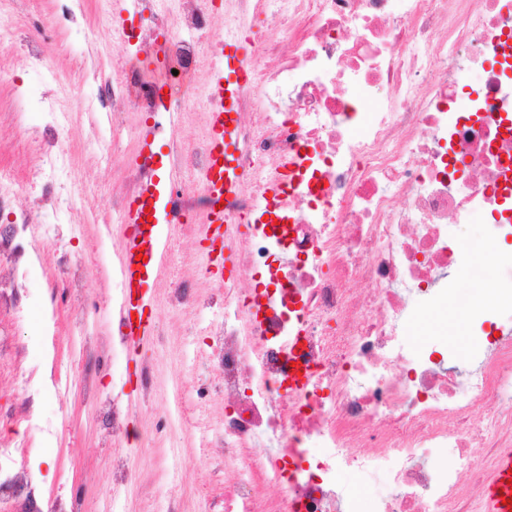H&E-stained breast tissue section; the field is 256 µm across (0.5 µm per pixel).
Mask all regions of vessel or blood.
Wrapping results in <instances>:
<instances>
[{"label": "vessel or blood", "mask_w": 512, "mask_h": 512, "mask_svg": "<svg viewBox=\"0 0 512 512\" xmlns=\"http://www.w3.org/2000/svg\"><path fill=\"white\" fill-rule=\"evenodd\" d=\"M248 53L244 42L226 44L210 70L209 86L214 105L206 114L210 149L203 174L204 194L210 202L204 218L208 225L223 223V201L232 196L241 182L235 164L239 122L237 100L245 79L243 61ZM174 228L168 186L156 167L147 165L119 226L121 246L116 254L122 290L115 313L124 320L129 339L136 340L152 333V320L145 315L152 304L149 286L167 261V246ZM487 500L488 512H511L506 504L512 501V450L500 456Z\"/></svg>", "instance_id": "1"}]
</instances>
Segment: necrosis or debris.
<instances>
[{
  "mask_svg": "<svg viewBox=\"0 0 512 512\" xmlns=\"http://www.w3.org/2000/svg\"><path fill=\"white\" fill-rule=\"evenodd\" d=\"M155 0L160 72L129 66L99 109L126 114L212 103L196 72L225 42L252 54L240 92L246 181L227 210L237 272L206 328L224 395V512H486L512 448V320L472 332L467 365L448 338L411 341L442 310L479 322L459 290L470 267L512 306V0ZM476 93H469L470 84ZM172 165L202 174L208 138L176 131ZM491 222L467 236L473 213ZM89 398L104 344L75 340ZM379 478L370 500L341 484ZM282 500L262 502L264 485Z\"/></svg>",
  "mask_w": 512,
  "mask_h": 512,
  "instance_id": "obj_1",
  "label": "necrosis or debris"
}]
</instances>
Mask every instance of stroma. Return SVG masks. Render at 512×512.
Wrapping results in <instances>:
<instances>
[{"label": "stroma", "mask_w": 512, "mask_h": 512, "mask_svg": "<svg viewBox=\"0 0 512 512\" xmlns=\"http://www.w3.org/2000/svg\"><path fill=\"white\" fill-rule=\"evenodd\" d=\"M55 14L54 0H6L0 7L1 20L24 31L39 28L52 49L42 65L26 49L12 51L9 70L0 76V103H7L17 88L50 91L71 116L56 134L68 148L72 164L68 178L53 189L54 196L70 199V207L37 202L38 191L29 184L36 161L25 143L44 128L43 115L31 112L24 125L0 127V162L8 163L20 181L12 208L36 226L34 236L17 240L16 262L27 270L22 288L25 315L20 318L0 309V336L17 346L0 359V448L14 449L17 467L32 477L35 497L42 502L57 494L76 496L86 512H102L104 491L109 488L124 512H167L171 490L177 487L182 491L183 512H211L224 496L228 475L220 466L223 449L210 443L212 434L223 426L224 397L213 386L211 341L203 327L213 317L210 301L217 297L225 273L210 261L206 241L189 225L175 228L167 267L151 288L152 318L164 326V341L147 338L139 350L113 346L96 370L107 400L130 408L126 433L105 439L104 422L94 402L78 398L62 402L54 391L55 374L70 368L68 336L75 321L69 303L59 302L53 329L44 326L43 314L58 296L59 256L69 252L87 261L82 282L86 310L99 312L100 331L111 336L115 290L101 267L111 263L120 239H104L87 213L93 207L101 217L111 216L112 191L130 180L140 136L148 128L145 116L132 112L124 129L107 144L94 138L87 113L105 74L96 68L94 55L75 51L72 39L87 37L117 65L124 64L135 49L114 39L112 14L98 11L94 0H85L84 12L77 14L73 37L57 33ZM48 66L66 76L67 86H58L45 75ZM177 275L194 283L207 307L189 313L170 307L167 288ZM145 355L152 361L154 399L133 404L129 398ZM25 394L38 398L34 414L18 407ZM179 398L191 408L193 424L177 423L155 435L163 411ZM116 455L136 466L135 481L112 483L109 465Z\"/></svg>", "instance_id": "obj_1"}]
</instances>
